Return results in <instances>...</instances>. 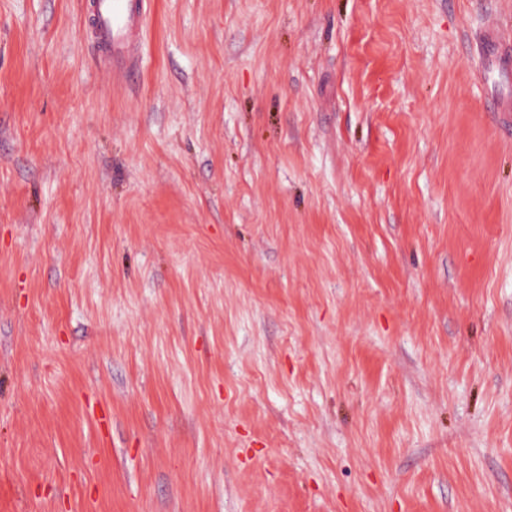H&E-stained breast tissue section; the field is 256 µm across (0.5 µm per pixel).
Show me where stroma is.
<instances>
[{"label": "stroma", "instance_id": "35a3bbf8", "mask_svg": "<svg viewBox=\"0 0 512 512\" xmlns=\"http://www.w3.org/2000/svg\"><path fill=\"white\" fill-rule=\"evenodd\" d=\"M512 0H0V512H512ZM147 0H89V20L102 33L112 74L137 69ZM480 53L492 68L507 71L512 66V38L495 26L488 27L481 38Z\"/></svg>", "mask_w": 512, "mask_h": 512}]
</instances>
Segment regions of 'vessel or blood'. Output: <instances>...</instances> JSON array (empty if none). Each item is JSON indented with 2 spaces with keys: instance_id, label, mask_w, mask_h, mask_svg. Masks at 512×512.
<instances>
[{
  "instance_id": "vessel-or-blood-1",
  "label": "vessel or blood",
  "mask_w": 512,
  "mask_h": 512,
  "mask_svg": "<svg viewBox=\"0 0 512 512\" xmlns=\"http://www.w3.org/2000/svg\"><path fill=\"white\" fill-rule=\"evenodd\" d=\"M145 4L146 0H89V18L104 37L115 74L131 72L139 65ZM480 53L494 69L512 68V38L497 27L485 30Z\"/></svg>"
}]
</instances>
